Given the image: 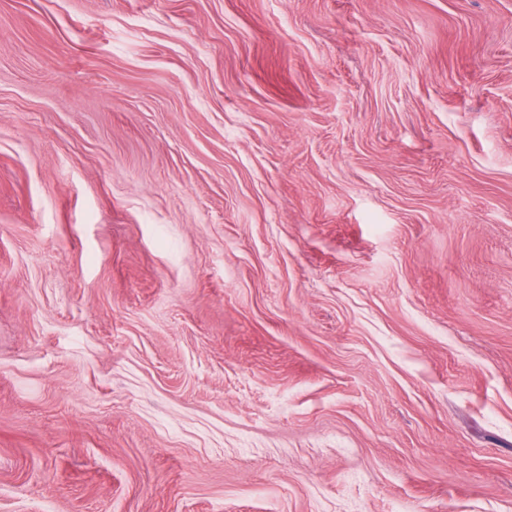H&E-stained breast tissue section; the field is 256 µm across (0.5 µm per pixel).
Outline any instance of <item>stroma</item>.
<instances>
[{"label": "stroma", "instance_id": "obj_1", "mask_svg": "<svg viewBox=\"0 0 512 512\" xmlns=\"http://www.w3.org/2000/svg\"><path fill=\"white\" fill-rule=\"evenodd\" d=\"M0 512H512V0H0Z\"/></svg>", "mask_w": 512, "mask_h": 512}]
</instances>
